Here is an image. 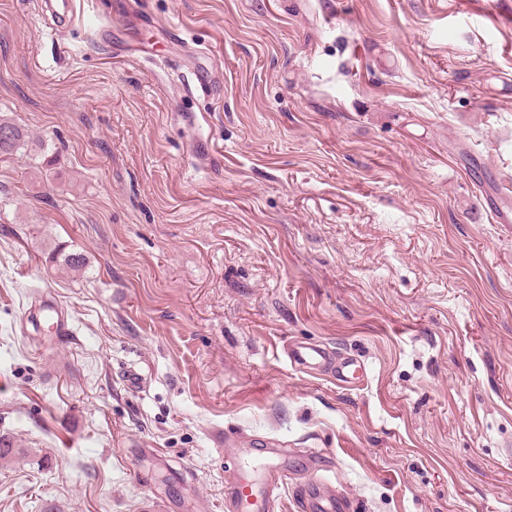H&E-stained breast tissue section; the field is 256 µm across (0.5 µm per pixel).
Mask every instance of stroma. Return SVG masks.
Returning a JSON list of instances; mask_svg holds the SVG:
<instances>
[{
  "label": "stroma",
  "mask_w": 512,
  "mask_h": 512,
  "mask_svg": "<svg viewBox=\"0 0 512 512\" xmlns=\"http://www.w3.org/2000/svg\"><path fill=\"white\" fill-rule=\"evenodd\" d=\"M510 44L512 0H96L56 41L0 0V512H512ZM24 133L9 121L0 120V155H12L20 148ZM288 360L291 365L309 370L325 368L332 363L330 352L314 344L292 345L288 348ZM266 508L267 501L265 498L250 488L248 493H240L231 504V507L228 508V511L263 512ZM303 508L316 512H348L350 507L341 496H326L319 488H311L303 498Z\"/></svg>",
  "instance_id": "35a3bbf8"
}]
</instances>
